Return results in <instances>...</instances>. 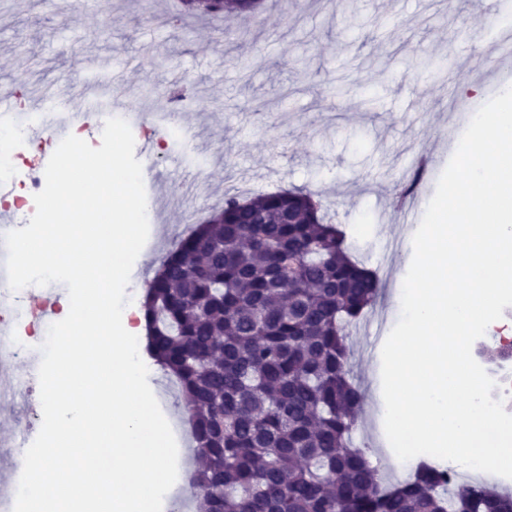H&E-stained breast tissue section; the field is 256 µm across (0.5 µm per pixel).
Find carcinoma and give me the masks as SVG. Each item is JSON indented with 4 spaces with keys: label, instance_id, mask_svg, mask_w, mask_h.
Wrapping results in <instances>:
<instances>
[{
    "label": "carcinoma",
    "instance_id": "obj_1",
    "mask_svg": "<svg viewBox=\"0 0 512 512\" xmlns=\"http://www.w3.org/2000/svg\"><path fill=\"white\" fill-rule=\"evenodd\" d=\"M193 14L259 0H183ZM382 290L342 225L300 189L224 196L145 289L147 351L179 384L195 454V512H512L484 483L448 496L418 461L390 482L352 443L364 393L349 337Z\"/></svg>",
    "mask_w": 512,
    "mask_h": 512
}]
</instances>
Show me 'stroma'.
Here are the masks:
<instances>
[{"instance_id": "35a3bbf8", "label": "stroma", "mask_w": 512, "mask_h": 512, "mask_svg": "<svg viewBox=\"0 0 512 512\" xmlns=\"http://www.w3.org/2000/svg\"><path fill=\"white\" fill-rule=\"evenodd\" d=\"M263 0L258 12L184 13L180 0H0V86L44 93L71 75L97 74L109 102L111 72L147 115L135 145L157 156L145 189L163 242L190 228L187 209L209 213L249 182L255 192L303 188L343 224L353 254L377 271L383 295L350 337L351 369L366 395L355 440L387 450L377 413L383 344L400 318L393 292L409 269L412 236L389 199L418 176L427 206L457 141H444L460 101L478 110L512 85L491 49L494 22L512 0ZM481 92H469L470 83ZM178 113L194 155L159 150L160 114ZM0 416V471L19 439L42 425L40 385Z\"/></svg>"}]
</instances>
